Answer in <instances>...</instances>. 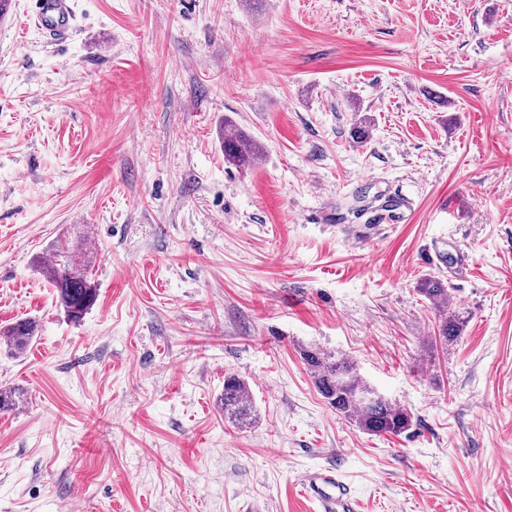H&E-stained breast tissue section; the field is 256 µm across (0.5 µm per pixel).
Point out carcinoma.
Masks as SVG:
<instances>
[{"instance_id": "obj_1", "label": "carcinoma", "mask_w": 512, "mask_h": 512, "mask_svg": "<svg viewBox=\"0 0 512 512\" xmlns=\"http://www.w3.org/2000/svg\"><path fill=\"white\" fill-rule=\"evenodd\" d=\"M261 147L237 132L224 137V160L242 168L256 165ZM43 276L56 289L58 300L67 316L77 321L94 304L97 288L88 274L86 261L64 247L54 251L50 262L41 267ZM418 291L438 312V339L448 345L461 334L462 317L451 311L448 285L438 277L421 280ZM37 330L36 322L19 320L0 331V341L16 351L26 349ZM303 360L314 385L338 413L354 421L371 435H399L411 427V416L403 408L379 394L360 376L354 361L335 357L319 350L306 349ZM255 407L248 384L236 375L224 377V418L239 426L251 424Z\"/></svg>"}]
</instances>
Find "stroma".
<instances>
[{
    "mask_svg": "<svg viewBox=\"0 0 512 512\" xmlns=\"http://www.w3.org/2000/svg\"><path fill=\"white\" fill-rule=\"evenodd\" d=\"M73 8L60 42L31 0L0 21V327L38 323L0 347V512H308L330 468L362 512H512V0ZM60 244L98 288L77 322L37 267ZM310 347L410 429L337 413ZM261 155V147L250 138L236 132L224 135V160L242 168L254 167ZM418 291L438 312V339L448 345L456 342L461 334L463 318L451 310V294L448 285L438 277L421 280ZM37 330V324L31 319L19 320L3 332L0 330V340L15 351L26 349L32 342ZM224 419L239 427L250 425L255 407L248 384L236 375L224 377Z\"/></svg>",
    "mask_w": 512,
    "mask_h": 512,
    "instance_id": "1",
    "label": "stroma"
}]
</instances>
